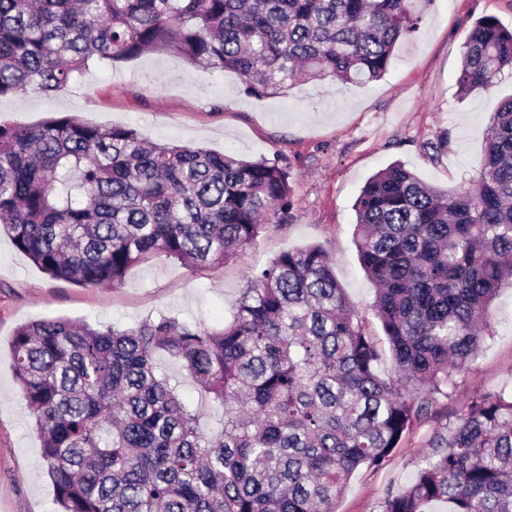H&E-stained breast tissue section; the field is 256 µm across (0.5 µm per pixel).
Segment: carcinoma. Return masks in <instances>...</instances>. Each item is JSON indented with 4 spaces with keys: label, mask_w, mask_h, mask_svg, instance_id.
<instances>
[{
    "label": "carcinoma",
    "mask_w": 512,
    "mask_h": 512,
    "mask_svg": "<svg viewBox=\"0 0 512 512\" xmlns=\"http://www.w3.org/2000/svg\"><path fill=\"white\" fill-rule=\"evenodd\" d=\"M414 0H0V99L52 96L92 64L154 52L232 70L257 97L294 83L364 84L420 23ZM512 69V30L473 25L461 95ZM294 207L288 165L147 142L71 113L0 122V232L53 278L95 288L163 253L199 270L235 258ZM356 247L394 370L324 245L248 279L220 330L162 316L116 330L40 319L12 339L59 512H336L432 415L512 284V98L493 114L469 187L440 190L391 164L355 203ZM166 354L224 411L200 428ZM512 512V386L472 395L429 439L381 512Z\"/></svg>",
    "instance_id": "cac0c4a2"
}]
</instances>
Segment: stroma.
<instances>
[{
	"mask_svg": "<svg viewBox=\"0 0 512 512\" xmlns=\"http://www.w3.org/2000/svg\"><path fill=\"white\" fill-rule=\"evenodd\" d=\"M419 28L396 49L380 80L301 82L287 95H248L233 73L205 71L163 53L116 67L90 68L55 95L30 92L0 100V121L30 125L71 112L97 125H126L151 141L204 147L243 158L288 162L295 205L278 229L261 234L237 258L193 271L158 253L132 267L121 286L83 288L51 278L0 237V512H55L41 440L15 378L10 343L21 325L65 318L129 328L160 316L223 328L248 277L280 253L324 244L336 278L374 336V287L360 266L353 204L369 177L398 162L448 190L469 186L485 159L490 117L512 97V71L494 84L458 94L462 53L473 24L492 15L512 29V0H424ZM492 331L432 416L414 428L380 469L359 468L336 512H380L389 490L408 484L428 440L474 393L512 382V287L490 306ZM163 372L220 430L224 413L202 401L178 361L161 356Z\"/></svg>",
	"mask_w": 512,
	"mask_h": 512,
	"instance_id": "1",
	"label": "stroma"
}]
</instances>
